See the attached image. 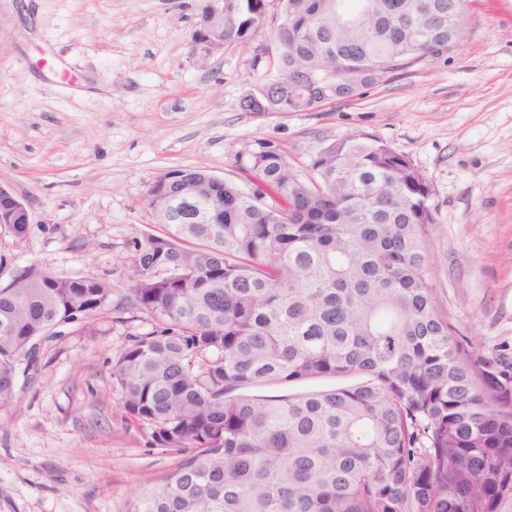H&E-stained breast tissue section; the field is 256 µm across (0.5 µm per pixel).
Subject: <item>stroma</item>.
Instances as JSON below:
<instances>
[{
    "label": "stroma",
    "mask_w": 512,
    "mask_h": 512,
    "mask_svg": "<svg viewBox=\"0 0 512 512\" xmlns=\"http://www.w3.org/2000/svg\"><path fill=\"white\" fill-rule=\"evenodd\" d=\"M206 0H0V183L28 203L24 240L0 229L15 275H95L123 290L135 239L161 234L152 182L195 168L243 181L260 146L306 172L368 133L432 182L429 259L461 333L512 348V0H469L455 47L361 98L313 112H247L270 75L273 26L201 57ZM114 308L56 328L0 410V512H125L177 465L128 418L112 359L145 314Z\"/></svg>",
    "instance_id": "1"
}]
</instances>
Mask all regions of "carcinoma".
Segmentation results:
<instances>
[{
  "instance_id": "carcinoma-1",
  "label": "carcinoma",
  "mask_w": 512,
  "mask_h": 512,
  "mask_svg": "<svg viewBox=\"0 0 512 512\" xmlns=\"http://www.w3.org/2000/svg\"><path fill=\"white\" fill-rule=\"evenodd\" d=\"M465 0H224V48L269 20L278 76L332 79L361 97L448 53ZM336 8L331 25L320 12ZM249 189L198 169L156 180L160 236L133 241L124 299L152 329L112 362L125 414L183 454L126 512H512V357L489 358L433 283L431 181L367 133L327 145L298 174L267 146L239 165ZM189 185L207 197L189 201ZM101 277L25 271L0 288V408L35 340L112 302ZM360 381L294 396L244 389Z\"/></svg>"
}]
</instances>
